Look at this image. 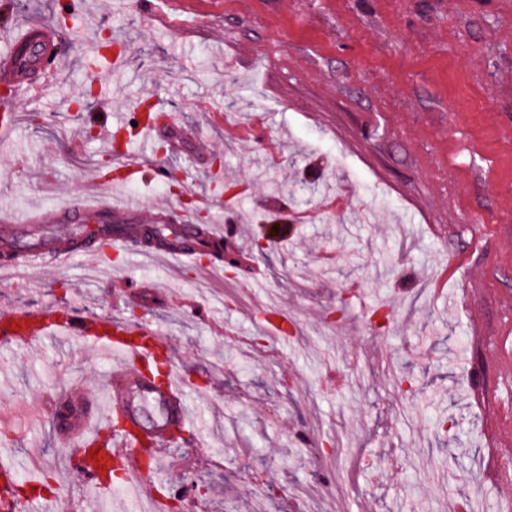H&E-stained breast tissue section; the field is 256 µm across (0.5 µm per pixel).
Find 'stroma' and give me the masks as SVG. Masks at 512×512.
<instances>
[{
    "label": "stroma",
    "mask_w": 512,
    "mask_h": 512,
    "mask_svg": "<svg viewBox=\"0 0 512 512\" xmlns=\"http://www.w3.org/2000/svg\"><path fill=\"white\" fill-rule=\"evenodd\" d=\"M148 10L15 0L0 12V31L56 30L60 68L45 108L16 99L0 215L93 191L88 168L111 155L96 127L134 121L149 97L195 129L178 144L160 133L153 152L190 178L175 194L163 177L105 194L137 198L144 224L166 200L176 219L224 225L242 270L206 276L131 247L95 276L75 259L0 281V312L57 303L126 320L143 307L195 415L170 455L184 512H447L459 498L512 512V0H173L152 30ZM108 28L133 55L118 75L87 58ZM80 96L81 120H64ZM225 180L241 194L203 209ZM268 224L287 231L252 254ZM380 303L396 313L382 335L367 327ZM261 306L295 334L255 319ZM110 367L69 338L0 347L7 460L53 488L26 512H93L82 476L58 484L70 442L48 407L75 384L96 394ZM483 368L491 389L477 398Z\"/></svg>",
    "instance_id": "35a3bbf8"
}]
</instances>
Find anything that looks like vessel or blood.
Instances as JSON below:
<instances>
[{"label": "vessel or blood", "instance_id": "vessel-or-blood-1", "mask_svg": "<svg viewBox=\"0 0 512 512\" xmlns=\"http://www.w3.org/2000/svg\"><path fill=\"white\" fill-rule=\"evenodd\" d=\"M38 41L42 44L46 65L58 61L55 35L45 26L29 24L21 27L8 40L7 51L0 55V85L40 96L42 83L33 81L27 67L15 55L18 45ZM157 131L155 124L142 121L134 130L132 139L140 143L141 152L130 151L121 145L120 176L122 182H135L149 174L159 173L158 165L150 163L144 147L150 146ZM140 205L129 202L118 205L110 197L97 193L84 195L77 208L61 204L44 210L36 209L22 218L7 219L0 223V241L9 243L27 235L33 225H41L49 236L48 246L28 250L23 265H0V272L11 274L19 267L42 264L62 265L74 257L97 258L92 247L75 248L74 223H81L86 236H102L113 248H123L128 239L135 237L137 228L104 231L100 216L118 219L138 215ZM55 336H69L102 347L117 359L118 366L106 375L102 384L105 400L123 398L127 405L128 422L113 435L101 436L92 428L89 413L78 411L85 396L70 390L58 397L51 408L55 428L67 434L76 450L66 458L72 472L82 474L86 481L100 491H107L113 479L135 483L138 491L156 502H164L167 492L162 477L156 470L141 467L144 458L160 462L172 438L190 425L191 417L182 399L183 377L166 358V344L154 324L146 322L131 325L123 321H106L82 316L73 306H45L38 311L15 309L0 314V345L43 342ZM157 379L145 384L146 372ZM19 477L14 468L0 465V512H12L17 496Z\"/></svg>", "mask_w": 512, "mask_h": 512}]
</instances>
